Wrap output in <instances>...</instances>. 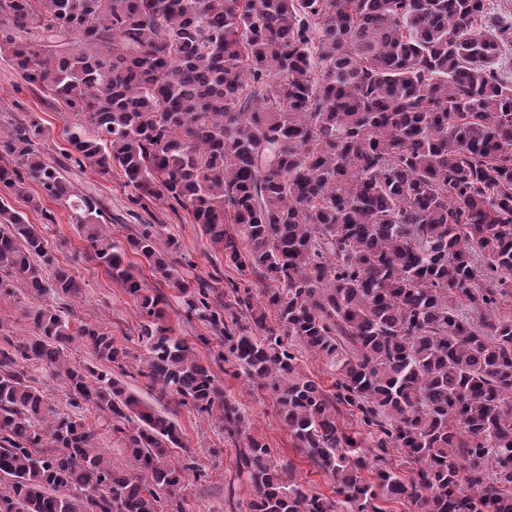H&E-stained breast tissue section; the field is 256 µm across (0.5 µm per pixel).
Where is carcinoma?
I'll use <instances>...</instances> for the list:
<instances>
[{
    "label": "carcinoma",
    "mask_w": 512,
    "mask_h": 512,
    "mask_svg": "<svg viewBox=\"0 0 512 512\" xmlns=\"http://www.w3.org/2000/svg\"><path fill=\"white\" fill-rule=\"evenodd\" d=\"M485 0H0V58L82 117L48 159L41 117L0 127V300L24 288L32 336L0 343V512H185L203 476L175 417L216 420L252 488L247 512H512V80ZM116 174L129 212H187L227 263L257 280L190 281L162 221L105 225L112 207L74 177ZM69 207L82 256L138 304V374L95 323L71 329L46 302L82 286L7 198L27 181ZM139 258V264L128 260ZM216 337L218 359L274 398L295 448L336 484L296 481L254 436L193 345L166 320ZM52 271V280L44 272ZM93 361L72 363L76 340ZM322 361L328 393L300 368ZM65 386L70 413L31 385ZM346 407L374 448L341 430ZM94 411L86 421L83 412ZM115 437L126 466L99 448ZM179 448L178 460L171 449ZM416 465L405 479L386 459ZM30 375L35 379L31 384L39 387L51 407L63 412L69 411L65 388L60 380L53 378L46 370H33Z\"/></svg>",
    "instance_id": "obj_1"
}]
</instances>
